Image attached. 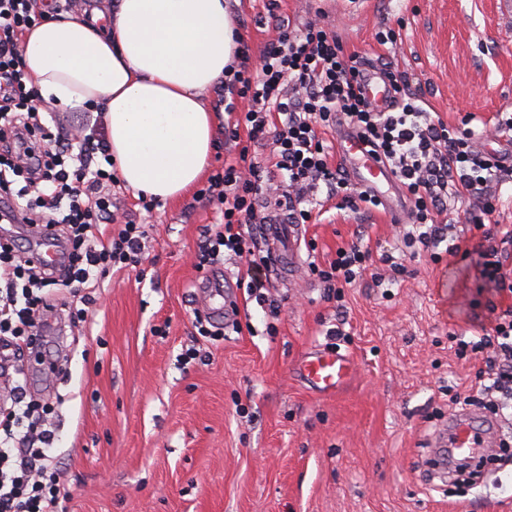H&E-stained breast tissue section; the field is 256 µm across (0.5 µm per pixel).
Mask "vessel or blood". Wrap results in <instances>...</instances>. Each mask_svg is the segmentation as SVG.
Masks as SVG:
<instances>
[{"instance_id": "obj_1", "label": "vessel or blood", "mask_w": 512, "mask_h": 512, "mask_svg": "<svg viewBox=\"0 0 512 512\" xmlns=\"http://www.w3.org/2000/svg\"><path fill=\"white\" fill-rule=\"evenodd\" d=\"M336 150L349 177L372 193H380L383 184L391 182L389 167L369 154L358 137L344 133L336 142ZM307 227L303 224H283L279 219L260 228L259 248L269 265L276 271L295 272L304 265L301 243L305 241ZM203 288L210 314L224 319L227 291L223 281L208 280ZM354 364L349 356L313 350L301 358L297 365L299 375L309 388L322 396L335 395L350 378ZM499 427L495 421L479 418L477 412L463 409L450 418L447 427L436 435L437 450L448 449L457 456H473L482 449L496 445Z\"/></svg>"}]
</instances>
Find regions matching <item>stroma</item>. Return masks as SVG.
I'll return each mask as SVG.
<instances>
[{
  "instance_id": "obj_1",
  "label": "stroma",
  "mask_w": 512,
  "mask_h": 512,
  "mask_svg": "<svg viewBox=\"0 0 512 512\" xmlns=\"http://www.w3.org/2000/svg\"><path fill=\"white\" fill-rule=\"evenodd\" d=\"M227 8L260 56L275 35L258 21L264 0ZM279 13L296 27L320 18L346 54L391 62L449 126L476 115L484 149L511 171L490 185V221L512 225V135L495 127L512 114V0H281ZM388 27L401 31L389 49L375 39ZM115 205L148 227L141 265L107 275L90 326L52 322L39 355L20 359L28 399L54 406L52 454L73 490L64 512H512V463L478 486L428 475L434 432L456 410L449 391L468 395L485 368L458 356L451 335L478 340L512 309L481 273L489 243L469 221L471 200L448 209L457 256L413 258L395 280L381 258L402 257L400 225L379 207L325 202L308 226L316 262L354 242L372 252L344 312L303 270L290 283L271 277L275 316L235 288L237 325L219 336L199 335L193 286L215 207L192 192L149 213L122 186ZM339 322L340 344L326 334ZM314 346L354 361L334 396L295 373ZM191 347L200 357L187 364Z\"/></svg>"
}]
</instances>
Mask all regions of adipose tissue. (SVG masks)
Here are the masks:
<instances>
[{
    "label": "adipose tissue",
    "instance_id": "adipose-tissue-1",
    "mask_svg": "<svg viewBox=\"0 0 512 512\" xmlns=\"http://www.w3.org/2000/svg\"><path fill=\"white\" fill-rule=\"evenodd\" d=\"M238 39L224 0H92L33 27L21 50L43 100L103 110L121 181L168 200L207 168L220 123L204 98Z\"/></svg>",
    "mask_w": 512,
    "mask_h": 512
}]
</instances>
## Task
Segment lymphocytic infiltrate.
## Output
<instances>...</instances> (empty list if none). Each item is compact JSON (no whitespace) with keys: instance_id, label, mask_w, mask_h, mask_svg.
<instances>
[{"instance_id":"lymphocytic-infiltrate-1","label":"lymphocytic infiltrate","mask_w":512,"mask_h":512,"mask_svg":"<svg viewBox=\"0 0 512 512\" xmlns=\"http://www.w3.org/2000/svg\"><path fill=\"white\" fill-rule=\"evenodd\" d=\"M80 0H0V213L8 223L36 228L47 239H65L67 253L56 267L34 264L13 239L0 240V344L14 356L35 349L45 316L56 311L52 287L68 290L72 324L88 320L92 302L86 288L113 269L142 260L148 231L133 219L117 223L112 189L119 183L102 118H87L79 142L63 127H51L36 90L28 88L21 38L52 14L70 12ZM258 66L241 50L237 67L216 89V105L227 119L224 138L236 143L238 157L213 174L200 195L217 202L222 221L211 229L200 252L201 265L217 263L225 252L245 259L249 298L277 312L268 289V264L256 251L247 227L259 223L260 196L275 195L290 224L312 222L304 208L308 195L343 194L346 205L378 206L379 198L348 185L329 162L320 129L347 125L390 168L412 202L413 224L403 235L411 255L429 252L432 261L456 255L448 225L439 221L449 198L475 200L477 227L486 236L512 244V225L486 227L496 210L486 186L500 163L479 145L473 129L452 128L433 118L408 90L406 79L390 66L381 74L390 84L393 107L377 111L363 94L367 69L345 55L338 37L319 22L295 30L278 24ZM273 144V161L263 166L250 158L252 144ZM369 250L354 245L337 249L328 264L310 263L328 296L342 300L347 285L368 268ZM458 350L485 356L488 385L465 404H483L491 413L512 409V315L497 317L479 340L457 339ZM8 377L12 402L0 409V512H61L71 496L51 455L55 434L45 426L50 404L26 401L24 383Z\"/></svg>"}]
</instances>
